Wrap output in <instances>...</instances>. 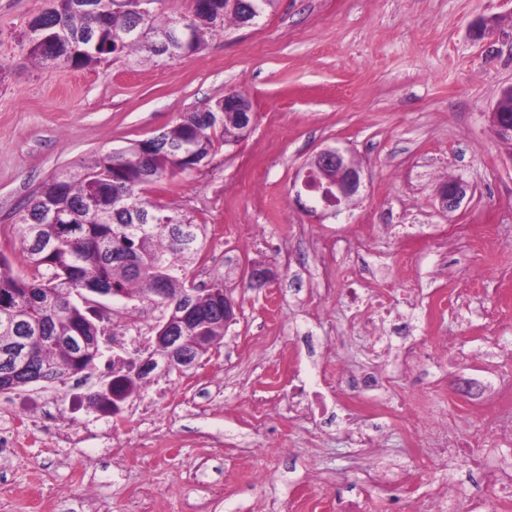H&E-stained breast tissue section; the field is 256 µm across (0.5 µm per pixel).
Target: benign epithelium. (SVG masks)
<instances>
[{"mask_svg": "<svg viewBox=\"0 0 512 512\" xmlns=\"http://www.w3.org/2000/svg\"><path fill=\"white\" fill-rule=\"evenodd\" d=\"M224 112L236 119L240 137H246L253 126L254 114L250 99L242 94L229 93L224 96ZM490 123L498 136L512 137V124L498 109L489 113ZM363 179L362 168L349 159L338 147H327L315 155L301 182L313 203L311 209L321 206L339 214L349 201L358 194ZM466 194V185L452 180L441 187L442 209L453 211L458 208ZM247 280L251 287L262 288L276 278L274 270L264 264L254 263L247 268ZM178 336H155L154 347L148 355L135 362V374L147 377L159 366L164 370L181 372L196 365L198 358L191 351L176 352ZM126 373L112 374V398L115 401L112 415L118 417L123 411L122 399L125 392Z\"/></svg>", "mask_w": 512, "mask_h": 512, "instance_id": "1", "label": "benign epithelium"}]
</instances>
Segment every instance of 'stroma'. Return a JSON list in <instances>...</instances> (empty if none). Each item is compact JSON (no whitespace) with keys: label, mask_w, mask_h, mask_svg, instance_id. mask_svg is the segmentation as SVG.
I'll list each match as a JSON object with an SVG mask.
<instances>
[{"label":"stroma","mask_w":512,"mask_h":512,"mask_svg":"<svg viewBox=\"0 0 512 512\" xmlns=\"http://www.w3.org/2000/svg\"><path fill=\"white\" fill-rule=\"evenodd\" d=\"M46 6L0 0V254L26 273L15 213L43 182L238 91L252 102L250 134L150 197L203 227L188 276L199 288L223 284L239 313L198 366L155 370L128 399L115 434L122 447L91 439L58 448L18 424V447L0 460V512H289L293 502L298 512H336L356 496L369 512H392V473L411 505L444 490L468 512L484 471L423 454L399 405L423 420L447 413L448 396L432 383L465 376L480 384L469 429H481L489 407L512 419L491 375L496 355L512 351V325L488 329L481 318L494 301L512 312V147L488 120L512 84V0H275L255 25L226 23L182 60L82 69L30 56L28 24ZM481 18L494 19L493 36L474 35ZM327 146L366 174L338 216L305 211L292 190ZM451 180L467 190L448 212L438 189ZM467 224L492 225L493 241L461 247L448 229ZM258 261L278 271L264 288L245 276ZM406 263L420 280L413 292L401 278ZM477 266L482 290L433 322L429 296ZM351 271L395 280L397 311L413 319L416 338L447 337V350L409 366L396 341L375 357L344 291L319 290L323 275L342 284ZM103 303L117 322L137 313L150 337L165 316L138 297ZM371 361L393 378L376 393L375 415H355L352 400L297 416L293 374L333 370L344 384ZM72 391L67 377L0 392V418L23 399L63 407ZM139 408L167 417V433L144 438ZM372 426L370 454L351 435Z\"/></svg>","instance_id":"35a3bbf8"}]
</instances>
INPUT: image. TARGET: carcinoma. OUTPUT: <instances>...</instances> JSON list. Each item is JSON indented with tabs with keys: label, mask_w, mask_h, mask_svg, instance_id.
<instances>
[{
	"label": "carcinoma",
	"mask_w": 512,
	"mask_h": 512,
	"mask_svg": "<svg viewBox=\"0 0 512 512\" xmlns=\"http://www.w3.org/2000/svg\"><path fill=\"white\" fill-rule=\"evenodd\" d=\"M163 0H56L48 15L29 24L30 54L44 66L95 68L120 60L163 57L180 60L205 47V37L224 30V22L240 24L243 9L227 0H204L207 7L164 15ZM192 35L185 45L168 36L182 20ZM155 40L135 36L141 24ZM224 100L183 112L154 140H132L98 154L76 172H63L44 182L15 214L27 254L28 272L21 275L0 255V296L13 307L0 306V359L16 336L32 325L39 337L30 341L22 368L0 363V390L32 384L44 373L53 379L88 374L103 356L95 297H139L154 300L162 291L168 314L156 330L190 336L207 354L224 336V287L215 284L196 293L187 266L195 260L200 225L183 211L153 201L149 187L204 164L219 146L236 138L224 121ZM190 228L185 238L184 227Z\"/></svg>",
	"instance_id": "cac0c4a2"
}]
</instances>
